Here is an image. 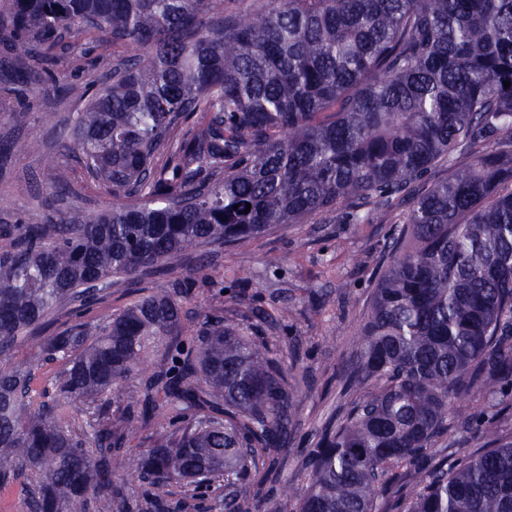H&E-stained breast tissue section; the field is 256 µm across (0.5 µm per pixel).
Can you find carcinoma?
Returning <instances> with one entry per match:
<instances>
[{
  "instance_id": "cac0c4a2",
  "label": "carcinoma",
  "mask_w": 512,
  "mask_h": 512,
  "mask_svg": "<svg viewBox=\"0 0 512 512\" xmlns=\"http://www.w3.org/2000/svg\"><path fill=\"white\" fill-rule=\"evenodd\" d=\"M5 39L21 83L57 82L62 31L103 33L141 53L103 74L71 140L88 174L130 199L83 219L15 224L0 250V489L20 481L27 512H190L224 490L220 512L265 498L255 458L294 439L288 380L264 340L223 317L182 325L193 282L146 295L96 325L84 311L104 280L176 254L231 249L281 224L359 202L409 201L382 238V265L347 388L376 389L313 434L298 512H512V0H12ZM36 142L0 144L4 158ZM468 161L421 191L456 150ZM251 209H246V205ZM254 318L288 329L244 291ZM75 320L17 350L48 316ZM160 349L149 369L145 349ZM66 360L43 400L31 367ZM122 415L110 395L132 373ZM479 395L469 413L450 402ZM74 405L85 425H65ZM169 407L139 455L123 440ZM481 442L463 461L439 453L448 421ZM143 487L125 489L112 463Z\"/></svg>"
}]
</instances>
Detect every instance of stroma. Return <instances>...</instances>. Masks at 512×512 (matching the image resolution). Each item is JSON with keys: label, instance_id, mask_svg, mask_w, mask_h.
<instances>
[{"label": "stroma", "instance_id": "1", "mask_svg": "<svg viewBox=\"0 0 512 512\" xmlns=\"http://www.w3.org/2000/svg\"><path fill=\"white\" fill-rule=\"evenodd\" d=\"M125 54V48L101 38L78 39L62 53L60 77L78 87L94 84ZM86 103L76 94L60 96L47 84L0 85V142L40 143L34 152L0 162V227L19 218L42 223L52 209L67 218L111 209L110 191L88 176L80 153L60 136L74 126ZM60 173L67 175L70 191L53 200L50 187ZM405 209L398 201L386 208L367 200L358 212L369 215V222L355 224L342 214L317 216L304 224L277 227L239 248L217 250L204 270L174 258L164 271L142 279L140 286L149 294L185 278L194 280L186 329L196 327L197 310L221 315L243 335L265 336L287 367L297 436L288 452L279 454L272 477L288 481L294 496L264 500L259 512H295L308 485L302 454L308 434L337 421L364 396L345 388L341 369L355 355L357 330L371 304L377 245ZM272 256L279 257V265H268ZM229 286L259 294L269 307L287 301L293 310L289 331L275 322L254 328L247 304L226 294Z\"/></svg>", "mask_w": 512, "mask_h": 512}]
</instances>
